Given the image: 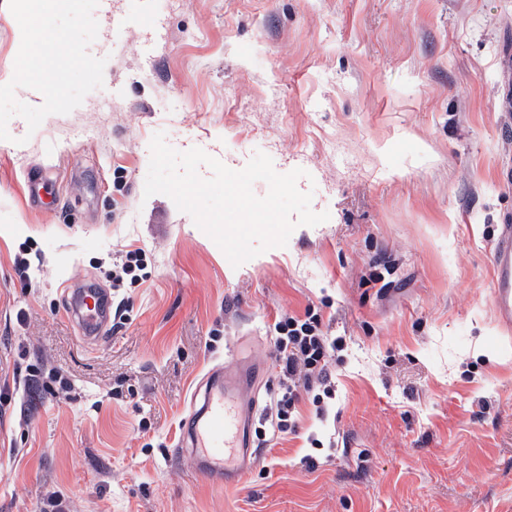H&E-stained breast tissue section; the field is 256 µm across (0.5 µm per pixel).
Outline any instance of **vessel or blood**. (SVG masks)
Masks as SVG:
<instances>
[{
	"label": "vessel or blood",
	"mask_w": 512,
	"mask_h": 512,
	"mask_svg": "<svg viewBox=\"0 0 512 512\" xmlns=\"http://www.w3.org/2000/svg\"><path fill=\"white\" fill-rule=\"evenodd\" d=\"M492 303L498 321L512 326V212L504 213L492 243ZM81 305L87 316L80 325L85 333L103 334L110 325V299L85 293ZM260 368H241L231 379H224L222 367L210 370L213 385L192 394L183 427V445L197 472L208 482L232 486L250 469L256 452L251 430L254 413L240 400L239 391L258 380Z\"/></svg>",
	"instance_id": "vessel-or-blood-1"
}]
</instances>
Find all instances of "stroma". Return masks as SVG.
<instances>
[{
	"label": "stroma",
	"mask_w": 512,
	"mask_h": 512,
	"mask_svg": "<svg viewBox=\"0 0 512 512\" xmlns=\"http://www.w3.org/2000/svg\"><path fill=\"white\" fill-rule=\"evenodd\" d=\"M16 28L0 8V78L47 92L0 89V512H512V328L491 300L512 0H49L28 57ZM158 132L305 170L329 219L232 267L144 197ZM135 250L147 278L113 287ZM89 286L122 303L96 342L67 313ZM310 305L345 340L335 403L302 401L241 484L207 483L177 452L194 389L265 363L268 428L269 327Z\"/></svg>",
	"instance_id": "1"
}]
</instances>
